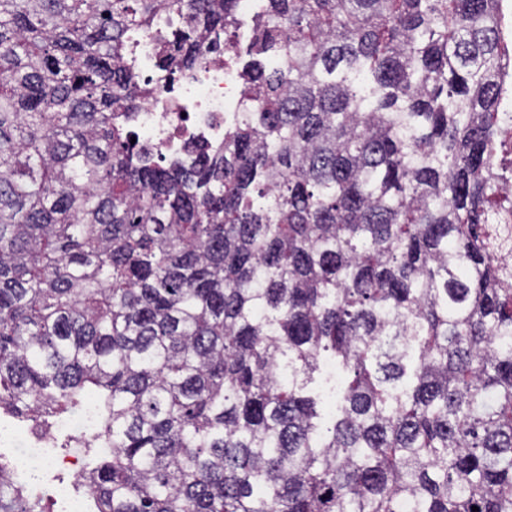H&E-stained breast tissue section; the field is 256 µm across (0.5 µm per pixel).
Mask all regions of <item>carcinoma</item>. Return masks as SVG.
<instances>
[{
  "mask_svg": "<svg viewBox=\"0 0 512 512\" xmlns=\"http://www.w3.org/2000/svg\"><path fill=\"white\" fill-rule=\"evenodd\" d=\"M499 2L265 0L186 161L129 43L195 71L240 0H0V413L91 411L96 512H512Z\"/></svg>",
  "mask_w": 512,
  "mask_h": 512,
  "instance_id": "1",
  "label": "carcinoma"
}]
</instances>
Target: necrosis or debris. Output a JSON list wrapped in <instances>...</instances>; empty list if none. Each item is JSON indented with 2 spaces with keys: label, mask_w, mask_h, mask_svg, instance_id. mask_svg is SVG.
Listing matches in <instances>:
<instances>
[{
  "label": "necrosis or debris",
  "mask_w": 512,
  "mask_h": 512,
  "mask_svg": "<svg viewBox=\"0 0 512 512\" xmlns=\"http://www.w3.org/2000/svg\"><path fill=\"white\" fill-rule=\"evenodd\" d=\"M157 51L151 32L130 48L133 65L152 89L137 118L142 139L158 153L173 157L183 156L194 142H223L225 118L243 109L241 73L230 55L213 52L199 72L184 75L159 70ZM2 442L12 444L13 468L23 475L35 478L67 467L79 478L85 471L80 453L55 456L50 437L30 440L0 430Z\"/></svg>",
  "instance_id": "obj_1"
}]
</instances>
